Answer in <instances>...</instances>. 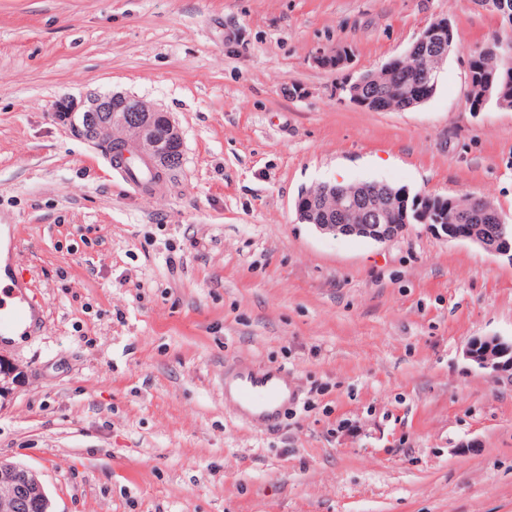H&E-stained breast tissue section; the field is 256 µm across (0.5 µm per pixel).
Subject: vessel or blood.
<instances>
[{"label": "vessel or blood", "instance_id": "obj_1", "mask_svg": "<svg viewBox=\"0 0 512 512\" xmlns=\"http://www.w3.org/2000/svg\"><path fill=\"white\" fill-rule=\"evenodd\" d=\"M36 318L24 286H16L0 296V336L22 329ZM224 392L234 396L235 410L246 420L269 425L275 422L288 402V378L277 371L256 373L243 364L225 368Z\"/></svg>", "mask_w": 512, "mask_h": 512}]
</instances>
